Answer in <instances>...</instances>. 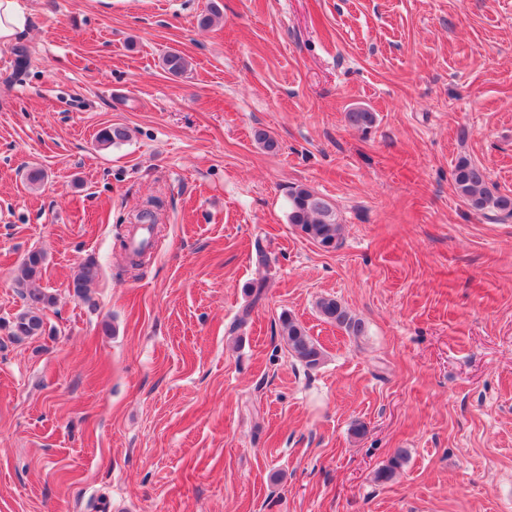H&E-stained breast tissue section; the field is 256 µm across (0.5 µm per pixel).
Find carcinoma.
I'll list each match as a JSON object with an SVG mask.
<instances>
[{"label":"carcinoma","mask_w":512,"mask_h":512,"mask_svg":"<svg viewBox=\"0 0 512 512\" xmlns=\"http://www.w3.org/2000/svg\"><path fill=\"white\" fill-rule=\"evenodd\" d=\"M164 68L172 75L184 74L188 63L183 55L171 51L163 57ZM349 126L366 130L375 122V115L365 109H355L345 116ZM127 138V130L120 126H109L98 133L102 145H112ZM455 188L476 211L484 214H501L512 217V198L495 195L486 187L484 170L461 159L453 171ZM289 223L293 224L308 240L324 249H334L341 240L340 224L335 208L322 196L304 185H297L288 194ZM45 264V256L39 250L31 251L22 260L14 274V284L18 294L25 301L26 310L20 313L10 325L9 336L15 340L38 336L44 332L42 312L54 304V296L40 287L39 281ZM101 266L93 257H88L78 265L72 280L76 295L91 301L90 289L99 281ZM266 277L258 274L252 283V301L244 307L235 320L242 324L250 316L253 306L258 304L265 292ZM317 312L327 323L336 325L350 336H362L364 322L355 317L338 300L322 297L316 303ZM280 338L288 353L309 368L318 366L323 359L322 347L309 336L306 328L289 314L280 317ZM408 459V451L398 448L388 462L375 472V480L386 483L396 476Z\"/></svg>","instance_id":"carcinoma-1"}]
</instances>
